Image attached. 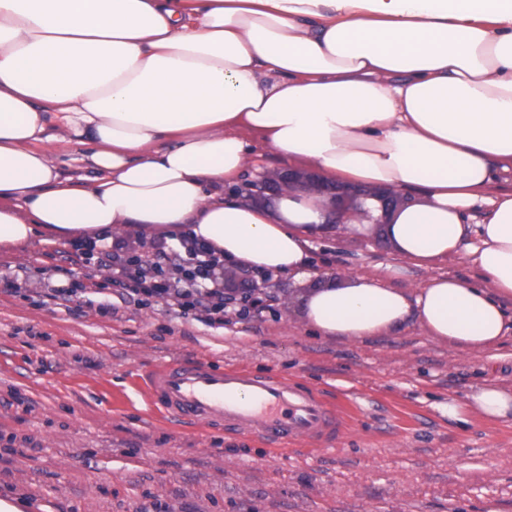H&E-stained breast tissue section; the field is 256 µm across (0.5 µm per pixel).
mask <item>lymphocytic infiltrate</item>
<instances>
[{
    "mask_svg": "<svg viewBox=\"0 0 512 512\" xmlns=\"http://www.w3.org/2000/svg\"><path fill=\"white\" fill-rule=\"evenodd\" d=\"M179 243L176 250L157 243L152 257L140 262L134 260L132 249L86 237L71 241L63 257L82 269L86 283L81 293H92L105 281L117 287L122 302L141 305L154 300L177 315L195 311L204 314L209 323H223L227 311L238 303L236 296L211 284L216 270L224 265L223 256L186 236L180 237Z\"/></svg>",
    "mask_w": 512,
    "mask_h": 512,
    "instance_id": "1",
    "label": "lymphocytic infiltrate"
}]
</instances>
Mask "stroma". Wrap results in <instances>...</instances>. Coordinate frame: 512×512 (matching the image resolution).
Instances as JSON below:
<instances>
[{
    "label": "stroma",
    "instance_id": "1",
    "mask_svg": "<svg viewBox=\"0 0 512 512\" xmlns=\"http://www.w3.org/2000/svg\"><path fill=\"white\" fill-rule=\"evenodd\" d=\"M68 240L0 247V500L20 512H512V420L473 415L472 387L512 388V342L497 360L432 340L420 327L363 341L305 322L308 282L275 276L269 306L218 327L164 303L119 301L115 286L66 311L49 293ZM320 276L383 272L382 239L332 236L312 252ZM459 256L402 263L392 283L416 292L440 275L472 277ZM114 304L103 315L99 306ZM201 360L316 388L345 403L339 451L283 454L224 432L168 421L140 391L153 365ZM461 405L448 419V402Z\"/></svg>",
    "mask_w": 512,
    "mask_h": 512
}]
</instances>
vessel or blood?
Segmentation results:
<instances>
[{"label":"vessel or blood","instance_id":"1","mask_svg":"<svg viewBox=\"0 0 512 512\" xmlns=\"http://www.w3.org/2000/svg\"><path fill=\"white\" fill-rule=\"evenodd\" d=\"M143 389L150 404L176 422L219 426L275 450L305 442L333 447L347 430L341 405L272 374L169 362L146 374Z\"/></svg>","mask_w":512,"mask_h":512}]
</instances>
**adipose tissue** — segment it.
Returning a JSON list of instances; mask_svg holds the SVG:
<instances>
[{"label":"adipose tissue","instance_id":"ef3b65f1","mask_svg":"<svg viewBox=\"0 0 512 512\" xmlns=\"http://www.w3.org/2000/svg\"><path fill=\"white\" fill-rule=\"evenodd\" d=\"M243 128L326 182L400 192L382 234L401 260L475 271L413 295L330 280L303 298L309 326L360 341L416 324L478 352L512 335V0H0V245L184 234L304 278L312 239L370 231L324 223L316 194L225 197ZM468 405L512 418V389L484 382Z\"/></svg>","mask_w":512,"mask_h":512}]
</instances>
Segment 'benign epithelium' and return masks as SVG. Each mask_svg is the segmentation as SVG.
<instances>
[{"instance_id":"obj_1","label":"benign epithelium","mask_w":512,"mask_h":512,"mask_svg":"<svg viewBox=\"0 0 512 512\" xmlns=\"http://www.w3.org/2000/svg\"><path fill=\"white\" fill-rule=\"evenodd\" d=\"M302 183L306 191L325 196L336 211V223H343L345 216L351 213L360 215L365 220H372L377 225L388 223L389 215L399 206L401 198L393 192L354 191L350 188L327 183L315 174L288 172L279 179L272 181L264 176L253 180L237 189L238 193H246L250 197H262L271 191L277 194L291 191L293 185ZM374 198L380 203L383 217L372 219L363 208L362 200ZM273 287L270 276L260 274L255 276L250 272L240 275H224V290L227 293L248 294L256 302V308L266 306L269 300L268 289Z\"/></svg>"}]
</instances>
